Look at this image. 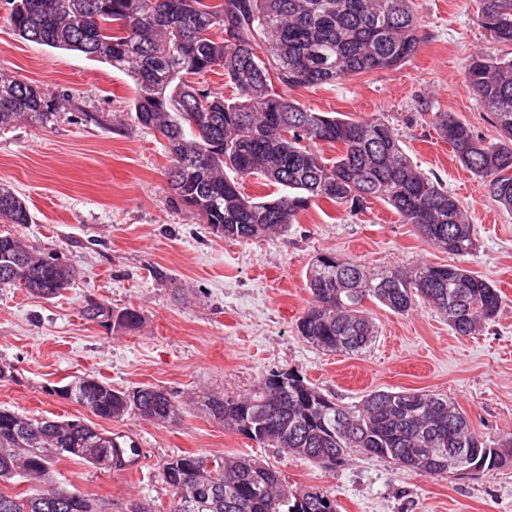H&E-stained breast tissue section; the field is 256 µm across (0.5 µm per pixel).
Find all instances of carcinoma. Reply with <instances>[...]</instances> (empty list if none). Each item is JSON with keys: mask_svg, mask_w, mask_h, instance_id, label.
Listing matches in <instances>:
<instances>
[{"mask_svg": "<svg viewBox=\"0 0 512 512\" xmlns=\"http://www.w3.org/2000/svg\"><path fill=\"white\" fill-rule=\"evenodd\" d=\"M15 32L24 40L78 51L109 63L136 83L137 122L167 143L168 185L181 206L232 241L280 234L299 223L310 205L328 201L355 213L380 199L411 224L427 244L457 257L475 248L473 227L459 200L422 173L382 117L345 119L317 112L292 97L299 88L393 70L415 54L420 20L414 0H8ZM477 25L512 46V0H481ZM221 71L231 97L198 82ZM464 74L501 133L491 143L448 112L430 120L455 160L481 179L489 194L512 210V58L471 55ZM56 103L34 86L0 76V130L22 119L45 125ZM341 146L328 159L318 145ZM259 176L278 188L269 200L242 192ZM0 220L27 224V205L0 186ZM73 270L7 233L0 235V286L46 298L61 294ZM311 299L297 322L300 336L327 352L358 353L376 330L364 302L404 314L422 299L458 336H471L496 318L501 291L456 263H419L408 270L370 268L327 251L305 273ZM88 318L107 328L134 331V308L91 303ZM63 397L101 419L136 416L157 424L180 419L181 404L168 391L143 385L116 389L103 379L79 378ZM190 405L225 429L259 444L334 469L358 448L425 476L484 469L512 457L470 428L447 398L430 391L377 390L344 406L293 371L262 378L248 393H201ZM112 436L81 420L32 419L0 408V481L16 476L24 494L0 492V512H98L76 490L58 486L54 465L78 458L110 470ZM202 457L167 460L162 482L172 492L169 512H337L317 490L297 493L274 468L233 455L188 472ZM223 487L215 496L214 486Z\"/></svg>", "mask_w": 512, "mask_h": 512, "instance_id": "carcinoma-1", "label": "carcinoma"}]
</instances>
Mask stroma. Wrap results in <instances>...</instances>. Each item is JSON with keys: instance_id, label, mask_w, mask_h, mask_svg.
Segmentation results:
<instances>
[{"instance_id": "stroma-1", "label": "stroma", "mask_w": 512, "mask_h": 512, "mask_svg": "<svg viewBox=\"0 0 512 512\" xmlns=\"http://www.w3.org/2000/svg\"><path fill=\"white\" fill-rule=\"evenodd\" d=\"M478 4L414 0L421 41L405 65L294 93L302 106L342 118L385 117L418 168L464 207L476 247L463 266L503 293L495 320L466 337L427 302L404 315L365 302L378 335L367 350L348 354L317 349L297 332L309 297L305 272L317 254L333 250L399 269L447 264L453 255L428 245L377 199L358 214L323 201L287 232L245 242L213 234L173 200L165 142L131 110L133 79L83 53L20 38L0 0V73L59 100L46 125L0 131V183L25 199L32 216L28 224L0 221V234L57 253L75 274L52 299L0 288V365L11 370L0 378V407L131 431L146 450L136 478L65 457L55 467L58 483L94 499L100 512H127L138 501L167 512L164 461L228 454L277 469L294 490L324 492L338 512H512V458L490 471L430 477L353 450L330 470L193 408L173 425L105 420L58 393L95 376L118 389L160 387L182 401L198 391L244 394L270 373L294 371L342 405L376 390L445 395L488 444L512 440V211L460 167L429 123L430 113L450 112L485 139H499L463 69L470 54L504 52L477 26ZM93 300L136 308L142 326L116 331L89 320Z\"/></svg>"}]
</instances>
